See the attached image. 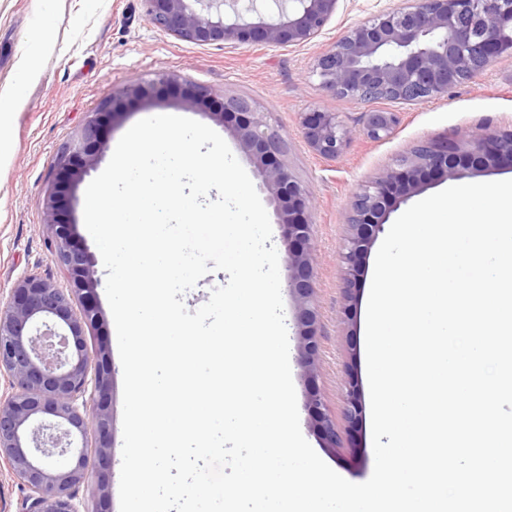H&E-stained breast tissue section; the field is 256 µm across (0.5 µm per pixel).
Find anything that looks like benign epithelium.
Wrapping results in <instances>:
<instances>
[{"instance_id": "obj_1", "label": "benign epithelium", "mask_w": 512, "mask_h": 512, "mask_svg": "<svg viewBox=\"0 0 512 512\" xmlns=\"http://www.w3.org/2000/svg\"><path fill=\"white\" fill-rule=\"evenodd\" d=\"M145 2L154 25L185 41L288 47L319 36L339 0H291L292 9L256 21L247 20L237 8L230 14L221 11L224 0ZM505 53L512 55V0H410L408 7L383 11L350 28L317 59L315 72L322 87L338 99L420 102L444 97L479 78ZM156 85L181 89L185 102L194 107L212 102L207 88L183 84L167 73L149 83L126 85L119 99H145ZM219 115L237 132L288 241V287L299 302L298 363L312 375L317 370L319 311L308 190L278 159L280 141L265 113L244 98L229 97ZM398 123V113L372 110L365 113L363 130L381 139ZM300 127L308 148L325 159L340 157L353 135L339 113L327 110L301 113ZM99 140L100 124L92 116L80 140L57 159L58 171L70 183L94 165ZM503 164L512 166V129L468 131L456 140L427 143L400 167L385 169L350 203V233L341 252L349 277L356 279L359 260L389 210L418 192L428 178ZM63 202L59 186H53L44 199L45 225L53 256L70 271L73 288L65 290L31 273L14 283L6 299L0 298V372L17 387L0 402V459L26 491L24 512H80L75 490L89 475V458L101 465L111 451L101 405L111 372L102 361L91 363L85 343V326L98 316L91 278L94 259L76 243L75 224L60 219ZM73 293L80 299L78 309ZM306 408L324 447H337L336 419L317 390L309 392ZM362 410L358 384L350 375L344 415L354 423ZM92 423L99 440L90 448L85 438Z\"/></svg>"}]
</instances>
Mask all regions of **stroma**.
<instances>
[{"label":"stroma","instance_id":"35a3bbf8","mask_svg":"<svg viewBox=\"0 0 512 512\" xmlns=\"http://www.w3.org/2000/svg\"><path fill=\"white\" fill-rule=\"evenodd\" d=\"M406 4L407 0H340L323 33L310 42L244 48L179 39L151 22L145 0H0V88L14 82L24 65L37 71L22 105L11 116L12 150L0 164V294H8L14 282L29 273L71 288L70 273L48 247L43 200L57 178L58 155L75 142L90 113L124 86L146 83L166 72L207 87L214 103L227 97L249 100L265 112L281 141V160L311 196L320 350L315 377H306L299 366L291 368L301 431L335 472L353 483L367 481L374 468L371 412L363 410L358 424H349L344 394L352 375L362 402L370 400L364 312L378 248L370 246L361 257L354 292L345 294L341 248L349 233L350 202L384 169L396 167L420 145L457 138L463 130L512 128L510 56L443 99L360 102L332 97L322 88L314 71L317 58L350 27L380 10ZM313 108L341 113L352 127L351 142L340 157L328 160L306 146L299 118ZM369 110L398 113L400 122L389 137L373 140L363 132L359 117ZM157 115L186 117L209 126L226 141L247 174L255 172L233 128L209 110L162 91L125 103L119 118L104 119L101 149L88 177L67 189V218L75 225L78 243L90 253L98 248L84 224L86 188L105 169L120 138L138 121ZM94 277L99 320L87 330L86 343L90 358L106 356L112 369L105 400L112 452L104 469L107 490L99 489L97 478H89L76 502L80 512H120L123 371L103 263L95 264ZM313 389L321 392L336 418L339 447H324L310 420L306 398Z\"/></svg>","mask_w":512,"mask_h":512}]
</instances>
